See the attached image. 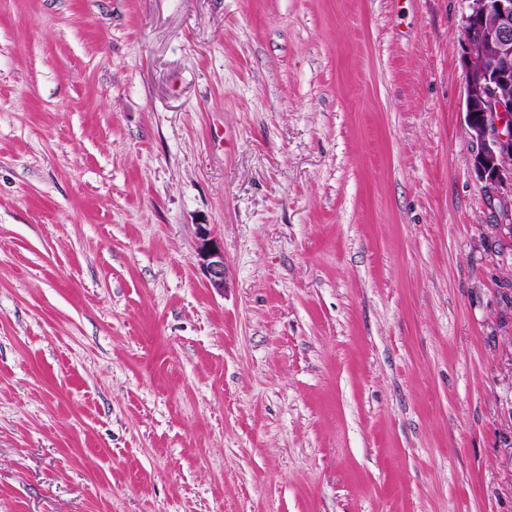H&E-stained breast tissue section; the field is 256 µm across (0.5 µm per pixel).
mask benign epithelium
I'll list each match as a JSON object with an SVG mask.
<instances>
[{
    "instance_id": "benign-epithelium-1",
    "label": "benign epithelium",
    "mask_w": 512,
    "mask_h": 512,
    "mask_svg": "<svg viewBox=\"0 0 512 512\" xmlns=\"http://www.w3.org/2000/svg\"><path fill=\"white\" fill-rule=\"evenodd\" d=\"M479 29L481 37L468 36ZM463 55L467 63L488 61L466 81V121L476 144L473 169L497 195L512 191V0H468L463 16ZM197 257L208 286L224 288V249L211 225H197Z\"/></svg>"
}]
</instances>
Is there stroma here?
<instances>
[{"label": "stroma", "instance_id": "35a3bbf8", "mask_svg": "<svg viewBox=\"0 0 512 512\" xmlns=\"http://www.w3.org/2000/svg\"><path fill=\"white\" fill-rule=\"evenodd\" d=\"M463 8L0 0V512H512ZM197 257L208 286L215 290L224 287V249L218 242L211 225H197Z\"/></svg>", "mask_w": 512, "mask_h": 512}]
</instances>
